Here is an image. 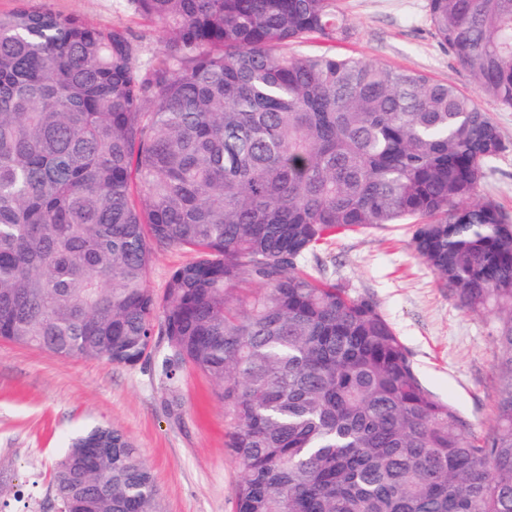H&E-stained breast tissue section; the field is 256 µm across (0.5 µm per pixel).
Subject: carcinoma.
I'll list each match as a JSON object with an SVG mask.
<instances>
[{"label":"carcinoma","instance_id":"obj_1","mask_svg":"<svg viewBox=\"0 0 512 512\" xmlns=\"http://www.w3.org/2000/svg\"><path fill=\"white\" fill-rule=\"evenodd\" d=\"M167 35L0 14V341L215 383L236 512H512V222L478 196L512 108V0H429L476 95L328 50L336 0H129ZM411 222L467 311L494 306L502 389L476 434L370 299L305 269L344 231ZM195 259L147 286L159 248ZM112 446V455L80 445ZM57 512H157L122 431L74 438Z\"/></svg>","mask_w":512,"mask_h":512}]
</instances>
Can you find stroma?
<instances>
[{"label": "stroma", "mask_w": 512, "mask_h": 512, "mask_svg": "<svg viewBox=\"0 0 512 512\" xmlns=\"http://www.w3.org/2000/svg\"><path fill=\"white\" fill-rule=\"evenodd\" d=\"M429 0H337L352 35L340 54L414 70L474 91L469 74L433 34ZM20 8L76 14L106 29L143 35L146 56L165 36L128 0H0ZM504 148L487 168L480 196L512 217V109L484 97ZM412 228L390 224L337 235L308 257V268L370 298L406 347L423 384L448 401L477 432L495 422L501 390L499 320L494 311H463L411 246ZM162 349L134 366L61 360L0 341V503L4 512H55L50 477L70 437L98 425L124 431L139 448L160 491V512H235L242 471L224 446V405L205 375L185 369L169 388Z\"/></svg>", "instance_id": "obj_1"}]
</instances>
